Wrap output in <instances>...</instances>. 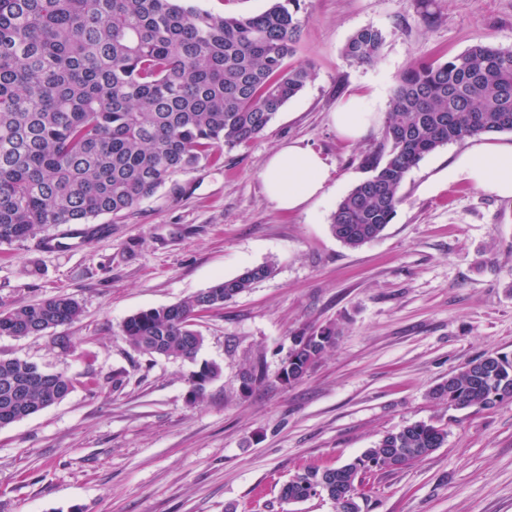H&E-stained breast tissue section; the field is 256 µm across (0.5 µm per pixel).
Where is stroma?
I'll list each match as a JSON object with an SVG mask.
<instances>
[{"instance_id": "35a3bbf8", "label": "stroma", "mask_w": 512, "mask_h": 512, "mask_svg": "<svg viewBox=\"0 0 512 512\" xmlns=\"http://www.w3.org/2000/svg\"><path fill=\"white\" fill-rule=\"evenodd\" d=\"M294 65L314 80L266 131L219 164L176 176L130 213L95 220L68 248L65 225L0 244V311L58 294L81 318L41 336H0V355L75 378L68 397L0 429V512H336L313 497L281 500L308 468L336 467L386 433L420 421L447 428L442 448L414 465L368 473L361 512H512V401L455 410L430 398L448 374L486 353H512V201L443 174L463 149L449 143L408 173L402 204L360 248L333 234L330 215L366 176L365 137L340 136L329 114L351 97L385 114L397 76L477 43L512 48V0H305ZM380 29L372 65L348 63L347 40ZM300 140L332 168L326 196L294 212L268 199L261 171L281 143ZM58 240L55 249L40 239ZM273 273L198 318L195 360L137 352L124 319L205 291L244 269ZM342 332L300 382L278 378L294 336ZM222 373L202 398L189 375ZM262 365L265 378L243 390ZM221 374V367L214 363H204L199 370L194 371L188 378L192 392L196 396L203 394L206 386Z\"/></svg>"}]
</instances>
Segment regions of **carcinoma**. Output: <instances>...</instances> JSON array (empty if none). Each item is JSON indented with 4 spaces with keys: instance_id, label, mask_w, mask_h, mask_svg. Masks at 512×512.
Segmentation results:
<instances>
[{
    "instance_id": "obj_1",
    "label": "carcinoma",
    "mask_w": 512,
    "mask_h": 512,
    "mask_svg": "<svg viewBox=\"0 0 512 512\" xmlns=\"http://www.w3.org/2000/svg\"><path fill=\"white\" fill-rule=\"evenodd\" d=\"M305 0H271L254 15L216 16L190 0H0V243L34 238L49 224L120 216L179 174L221 161L257 138L314 78L293 66ZM384 36L366 26L346 42V60L377 62ZM512 132V49L476 44L440 63L417 61L396 79L379 147L362 159L368 176L331 214L338 240L358 248L393 220L409 171L440 147ZM261 265L121 325L135 350L193 360L195 321L268 277ZM81 316L59 294L0 312V336L42 335ZM339 328L309 333L283 365L302 380ZM221 374L204 363L188 381L200 396ZM74 380L0 356V428L64 400ZM429 396L462 410L512 399V354L487 353L448 374ZM418 422L385 434L335 468L306 469L281 489L285 502L319 496L336 512H360L359 486L375 469H401L447 441Z\"/></svg>"
}]
</instances>
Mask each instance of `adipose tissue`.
Listing matches in <instances>:
<instances>
[{"label": "adipose tissue", "instance_id": "1", "mask_svg": "<svg viewBox=\"0 0 512 512\" xmlns=\"http://www.w3.org/2000/svg\"><path fill=\"white\" fill-rule=\"evenodd\" d=\"M328 175L324 158L296 140L281 144L268 156L261 178L277 208L296 210L324 196ZM446 177L512 200V142L488 137L471 140L449 166Z\"/></svg>", "mask_w": 512, "mask_h": 512}]
</instances>
